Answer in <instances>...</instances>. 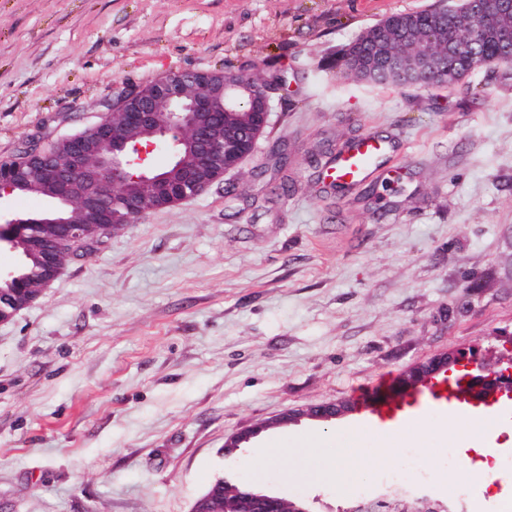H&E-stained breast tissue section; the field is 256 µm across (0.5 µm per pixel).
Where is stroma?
Masks as SVG:
<instances>
[{
    "label": "stroma",
    "instance_id": "stroma-1",
    "mask_svg": "<svg viewBox=\"0 0 512 512\" xmlns=\"http://www.w3.org/2000/svg\"><path fill=\"white\" fill-rule=\"evenodd\" d=\"M448 0H0V161L97 123L122 88L178 69L259 78L272 110L254 153L202 194L151 210L66 260L0 323V512H191L215 477L352 512L349 491L262 479L244 461L305 433L409 416L372 440L368 481L425 449L457 512L455 457L421 392L376 411L411 366L512 355V69L455 86L338 74L337 49L394 13ZM481 91L473 100V91ZM366 134L398 150L348 190L322 172ZM332 402L330 423L275 427ZM262 426L225 458L224 442ZM349 409L350 405L348 404H320L316 406H310L300 412L288 411V413L279 417L274 422H271V424L272 426H285L294 422H298V420H300L302 417H306L310 420L318 422H330L335 420L336 417L340 416L341 414L348 412Z\"/></svg>",
    "mask_w": 512,
    "mask_h": 512
}]
</instances>
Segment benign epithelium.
<instances>
[{
	"mask_svg": "<svg viewBox=\"0 0 512 512\" xmlns=\"http://www.w3.org/2000/svg\"><path fill=\"white\" fill-rule=\"evenodd\" d=\"M469 14L443 18L429 28L428 48L418 43L413 23L387 28L375 50L388 56L387 80L424 85L433 79L454 78L444 59L432 50L448 46V54L470 59L474 46L490 30H512V0H478ZM462 30L448 41V21ZM249 103L244 120L235 107ZM270 113L264 88L244 76L223 70H178L124 93L94 125L55 139L49 156L42 146L25 147L27 166L0 161V198L38 193L48 206L34 215L14 216L0 224V250L19 255L18 265L0 272V323L11 320L39 294H16L27 277L48 287L60 274L63 259L80 247L133 224L144 213L181 204L198 196L250 156L263 134ZM169 149L162 169L148 164L151 148ZM467 359V352L446 354L416 364L397 380L402 391L418 390L440 373ZM467 379L493 394L512 390V373L490 371L475 364ZM350 405L327 403L288 412L272 422L285 426L302 417L330 422ZM265 426L234 435L224 443V456L246 447ZM243 512H280L282 497L239 487Z\"/></svg>",
	"mask_w": 512,
	"mask_h": 512,
	"instance_id": "obj_1",
	"label": "benign epithelium"
}]
</instances>
